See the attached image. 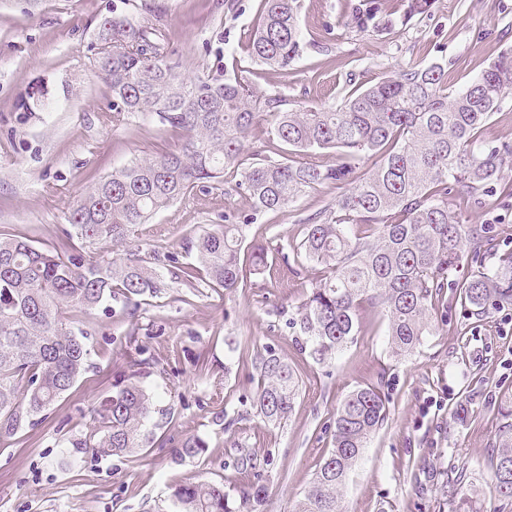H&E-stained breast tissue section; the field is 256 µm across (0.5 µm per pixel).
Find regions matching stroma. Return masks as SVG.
<instances>
[{
    "label": "stroma",
    "instance_id": "stroma-1",
    "mask_svg": "<svg viewBox=\"0 0 512 512\" xmlns=\"http://www.w3.org/2000/svg\"><path fill=\"white\" fill-rule=\"evenodd\" d=\"M352 2L301 0L309 46L280 73L252 64L241 50L260 0H0V230L52 248L89 177L180 144L179 133L152 118H114L111 92L93 68L106 19L130 15L164 29L186 76L235 65L258 95L281 96L293 108L340 103L350 90L412 64L447 65L448 82L459 89L512 46V0H435L429 14L383 35L345 27ZM38 87L48 106L24 111L26 92ZM338 194L324 185L286 212L256 213L234 184L196 190L140 225L131 246L160 269L172 256L190 263L186 232L209 231L228 214L248 216L246 242L263 243L274 264L290 263L303 220L334 206ZM470 218L490 224L495 252L512 251V198H487ZM319 274L307 265L296 277L251 275L232 292L173 283L142 304L138 317L128 318L117 303L80 317L95 368L47 413L34 443L22 432L0 438V512H174L173 487L203 478L223 481L235 499L245 456L268 489L259 512H296L332 446L342 400L379 382L390 398L388 420L345 483L346 512H458L463 504L502 512L492 449L503 425L500 406L512 395V306L477 318L449 298L432 316L433 333L399 361L387 352L386 319L369 309L356 341L322 366L299 351L284 318ZM138 344L160 360L162 374L146 383L157 405L173 406L172 422L131 456L71 447ZM266 347L300 373L294 409L281 425L253 414L225 431L219 417L251 394L250 359ZM193 434L207 441L205 452L176 460L175 449ZM455 468L464 470V482L443 494Z\"/></svg>",
    "mask_w": 512,
    "mask_h": 512
}]
</instances>
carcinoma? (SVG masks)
<instances>
[{"label":"carcinoma","mask_w":512,"mask_h":512,"mask_svg":"<svg viewBox=\"0 0 512 512\" xmlns=\"http://www.w3.org/2000/svg\"><path fill=\"white\" fill-rule=\"evenodd\" d=\"M247 42L252 62L286 71L307 42L298 24V0H261ZM434 0H358L348 25L360 33L388 32L430 13ZM164 30L106 19L95 47L97 76L112 92V111L152 114L181 131L171 151L136 159L92 181L68 213L53 249L0 231V436L34 431L46 412L94 368L75 314L89 315L114 300L135 317L142 302L168 282L232 291L244 282V224H218L182 245L196 263L178 265L166 278L148 258L125 247L134 228L190 194L194 188L235 178V188L257 212H280L308 190L333 184L336 205L305 219L293 248L297 263L322 267L323 275L288 319L295 342L318 365L329 366L362 330V312L379 310L388 322L389 356L413 355L431 332L432 313L459 296L471 314L512 306V251L485 265L490 225L473 224L464 212L497 193L512 197V141H484L482 131L512 91V47L501 52L466 86H448V68L413 65L339 104L286 109L280 96L260 98L237 72L190 78L171 62ZM265 123L275 160L245 147ZM332 155L325 161L323 154ZM314 156L299 161L296 155ZM104 243L96 255L84 245ZM254 275L274 268L264 245L248 256ZM476 266L465 278L459 269ZM159 360L148 348L116 372L112 394L99 401L74 448L134 454L149 447L152 429L173 419L158 408L145 379ZM255 391L249 407L227 420L232 427L256 413L269 424L287 420L299 394L294 368L274 351L252 360ZM380 383L353 390L336 412L333 448L299 502L297 512H345L341 491L372 435L389 415ZM504 423L494 446L492 482L512 502V397L501 408ZM207 448L187 437L176 459ZM239 502L222 481L177 485L176 512H253L267 488L250 478Z\"/></svg>","instance_id":"carcinoma-1"}]
</instances>
